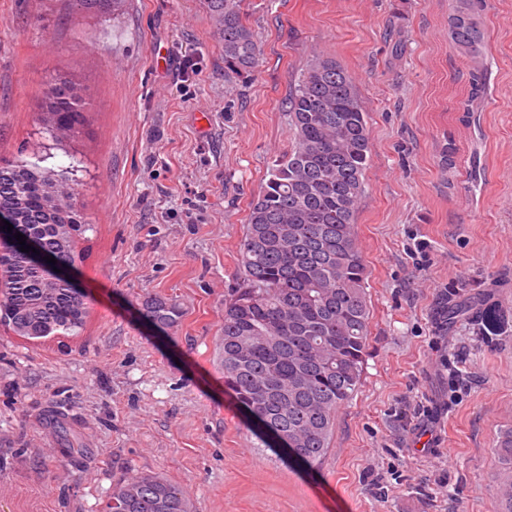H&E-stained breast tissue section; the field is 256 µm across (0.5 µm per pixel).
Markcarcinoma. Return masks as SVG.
Returning <instances> with one entry per match:
<instances>
[{
  "label": "carcinoma",
  "mask_w": 512,
  "mask_h": 512,
  "mask_svg": "<svg viewBox=\"0 0 512 512\" xmlns=\"http://www.w3.org/2000/svg\"><path fill=\"white\" fill-rule=\"evenodd\" d=\"M90 11L115 10L124 0H74ZM224 44V63L239 72L260 56L245 20L244 0H207ZM448 34L469 64L462 112L488 95L485 33L471 0H453ZM84 106L59 75L41 95L42 122L56 138L83 126ZM292 147L267 173L251 201L239 243V282L224 301V383L272 435L288 436V454L313 465L327 454L336 413L360 384L370 309L367 270L355 230L371 156L367 113L354 77L335 59L311 55L288 95ZM68 179L28 164H0V221L13 225L0 244V325L13 335L44 341L78 338L88 325L86 302L20 251L14 235L34 240L57 260L76 262L77 237L90 229ZM159 325L178 317L175 305L151 303ZM499 318L493 307L456 294L438 303L435 320L448 330L462 318ZM51 422L61 451L83 448L69 417ZM115 512H193L186 491L158 475L113 486Z\"/></svg>",
  "instance_id": "cac0c4a2"
}]
</instances>
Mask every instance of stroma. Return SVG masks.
I'll use <instances>...</instances> for the list:
<instances>
[{"mask_svg":"<svg viewBox=\"0 0 512 512\" xmlns=\"http://www.w3.org/2000/svg\"><path fill=\"white\" fill-rule=\"evenodd\" d=\"M475 5L489 92L467 114L451 0H246L261 56L238 73L205 0H125L104 14L0 0V162L66 171L92 225L69 270L90 311L84 337L63 349L0 328V512H100L114 483L142 473L180 484L196 512H501L512 484L496 451L512 427V0ZM314 51L354 76L368 113L356 231L370 320L362 381L328 453L307 466L225 386L222 340L249 206L291 142L288 93ZM61 72L84 127L56 141L40 95ZM454 291L489 295L501 321L439 335L434 309ZM156 297L179 307L174 326L152 323ZM57 411L88 449L78 461L44 432Z\"/></svg>","mask_w":512,"mask_h":512,"instance_id":"35a3bbf8","label":"stroma"}]
</instances>
